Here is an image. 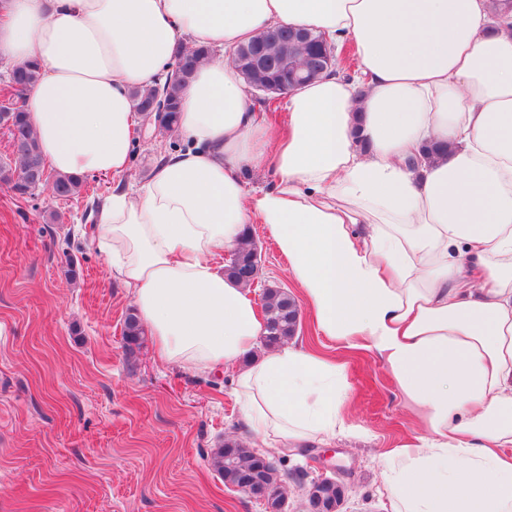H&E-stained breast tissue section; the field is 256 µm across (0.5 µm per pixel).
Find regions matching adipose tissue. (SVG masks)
<instances>
[{"instance_id":"obj_1","label":"adipose tissue","mask_w":512,"mask_h":512,"mask_svg":"<svg viewBox=\"0 0 512 512\" xmlns=\"http://www.w3.org/2000/svg\"><path fill=\"white\" fill-rule=\"evenodd\" d=\"M288 24L353 43L351 78L289 95L274 132L222 52ZM184 148L131 189L132 88L183 46ZM0 61L37 65L24 109L61 175H108L95 244L165 362L237 366L249 432L293 448L345 429L343 370L283 346L224 252L263 224L320 331L374 350L421 425L385 454L393 512H512V12L491 0H0ZM447 155L417 158L423 143ZM275 183L248 192L246 172Z\"/></svg>"}]
</instances>
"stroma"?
Listing matches in <instances>:
<instances>
[{"mask_svg":"<svg viewBox=\"0 0 512 512\" xmlns=\"http://www.w3.org/2000/svg\"><path fill=\"white\" fill-rule=\"evenodd\" d=\"M181 146L178 132L146 128L125 185L146 182L161 153ZM111 191L108 176L86 178L71 200L45 189L20 199L0 184V512H265L211 465L225 437H250L232 370L160 362L149 335L126 347L133 303L94 243V203ZM252 230L254 295L273 286L300 296L268 229ZM290 344L343 367L351 431L329 446L274 455L307 479L338 477L342 512H391L378 461L416 433L394 380L374 351L322 336L309 307Z\"/></svg>","mask_w":512,"mask_h":512,"instance_id":"1","label":"stroma"}]
</instances>
